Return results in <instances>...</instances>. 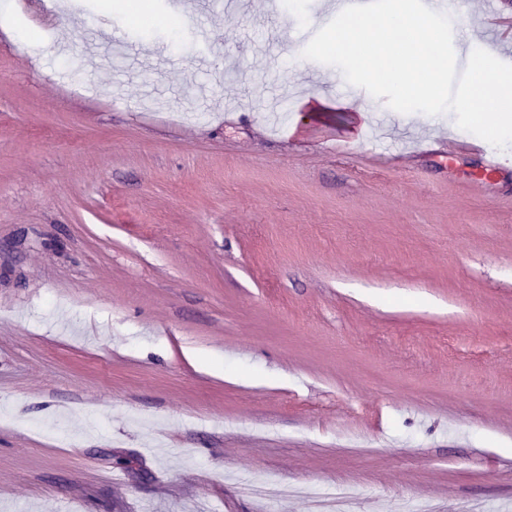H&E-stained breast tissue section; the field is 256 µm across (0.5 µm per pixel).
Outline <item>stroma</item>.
<instances>
[{
  "label": "stroma",
  "mask_w": 512,
  "mask_h": 512,
  "mask_svg": "<svg viewBox=\"0 0 512 512\" xmlns=\"http://www.w3.org/2000/svg\"><path fill=\"white\" fill-rule=\"evenodd\" d=\"M328 2L0 22V512H512V145L360 126Z\"/></svg>",
  "instance_id": "1"
}]
</instances>
